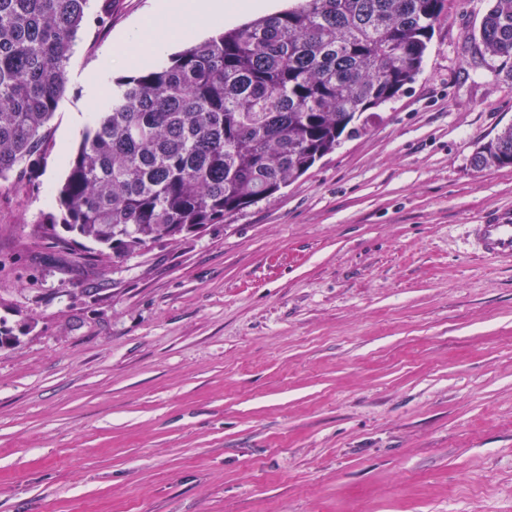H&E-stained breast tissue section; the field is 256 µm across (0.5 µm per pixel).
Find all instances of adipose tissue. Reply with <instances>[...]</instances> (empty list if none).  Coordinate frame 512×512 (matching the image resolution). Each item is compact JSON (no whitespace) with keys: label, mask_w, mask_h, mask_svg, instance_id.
I'll use <instances>...</instances> for the list:
<instances>
[{"label":"adipose tissue","mask_w":512,"mask_h":512,"mask_svg":"<svg viewBox=\"0 0 512 512\" xmlns=\"http://www.w3.org/2000/svg\"><path fill=\"white\" fill-rule=\"evenodd\" d=\"M271 0H156L155 13L165 20L163 31H156L151 21H143L127 36L137 57L148 61L162 54L185 30L214 23L244 11L269 8Z\"/></svg>","instance_id":"1"}]
</instances>
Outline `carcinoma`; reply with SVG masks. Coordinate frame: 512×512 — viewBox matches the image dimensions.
<instances>
[{
	"label": "carcinoma",
	"mask_w": 512,
	"mask_h": 512,
	"mask_svg": "<svg viewBox=\"0 0 512 512\" xmlns=\"http://www.w3.org/2000/svg\"><path fill=\"white\" fill-rule=\"evenodd\" d=\"M87 0H0V179H30L65 90ZM445 0H293L119 80L87 128L52 224L114 259L275 198L366 130V113L420 71ZM474 40L512 75V0ZM479 170L512 166V125L478 143Z\"/></svg>",
	"instance_id": "carcinoma-1"
}]
</instances>
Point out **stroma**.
Listing matches in <instances>:
<instances>
[{"label": "stroma", "instance_id": "stroma-1", "mask_svg": "<svg viewBox=\"0 0 512 512\" xmlns=\"http://www.w3.org/2000/svg\"><path fill=\"white\" fill-rule=\"evenodd\" d=\"M91 0L33 181H0V512H512V78L447 0L365 134L221 224L112 261L33 234L153 0ZM65 247H58L59 238ZM471 164L478 170L512 166V125L497 136L480 141L471 156ZM469 238L475 253L491 259L512 260V212L469 225Z\"/></svg>", "mask_w": 512, "mask_h": 512}]
</instances>
